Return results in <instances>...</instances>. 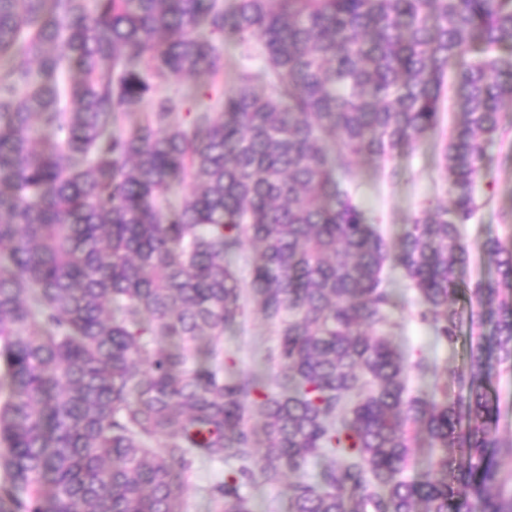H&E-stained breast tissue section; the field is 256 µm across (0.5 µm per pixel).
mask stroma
<instances>
[{"label": "stroma", "mask_w": 512, "mask_h": 512, "mask_svg": "<svg viewBox=\"0 0 512 512\" xmlns=\"http://www.w3.org/2000/svg\"><path fill=\"white\" fill-rule=\"evenodd\" d=\"M461 95L456 78H448L443 92L442 120L437 133L427 135L415 147L397 149L384 161L356 157L351 161L355 173V200L379 228L388 243H396L407 225L428 204L448 200V182L441 162V147L446 138L459 135ZM401 177L390 180L391 170ZM479 193L485 201L471 223L461 225L460 233L470 252V262L462 276L463 283L489 280L493 269L483 253L491 238L512 237V131L487 144L482 160ZM385 285L398 306L392 318L397 326L391 339L411 368L407 375L410 395H429L449 383L453 370L467 359L471 337L481 334L471 321L472 308L466 296L457 295L451 304L461 320L458 338L448 342L433 326L417 317V296L402 270L386 266ZM277 345V332L257 311H249L237 330L224 335V356L233 359L234 370L242 376L260 375L273 379L277 368L270 356ZM426 358L432 371L420 376L412 365Z\"/></svg>", "instance_id": "stroma-1"}]
</instances>
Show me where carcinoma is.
Returning a JSON list of instances; mask_svg holds the SVG:
<instances>
[{
    "label": "carcinoma",
    "mask_w": 512,
    "mask_h": 512,
    "mask_svg": "<svg viewBox=\"0 0 512 512\" xmlns=\"http://www.w3.org/2000/svg\"><path fill=\"white\" fill-rule=\"evenodd\" d=\"M226 41L266 67L177 121L185 100L159 84H215ZM450 72L451 205L391 246L351 158L437 130ZM511 101L512 0H0V512H183L199 461L218 512H253L246 488L285 474L288 512H512L493 390L512 240L483 248L497 278L470 300L492 334L453 398L407 394L382 278L401 268L420 321L457 339L459 225ZM247 241L244 281L228 258ZM249 304L279 326L270 384L223 368ZM414 430L438 450L418 482Z\"/></svg>",
    "instance_id": "1"
}]
</instances>
